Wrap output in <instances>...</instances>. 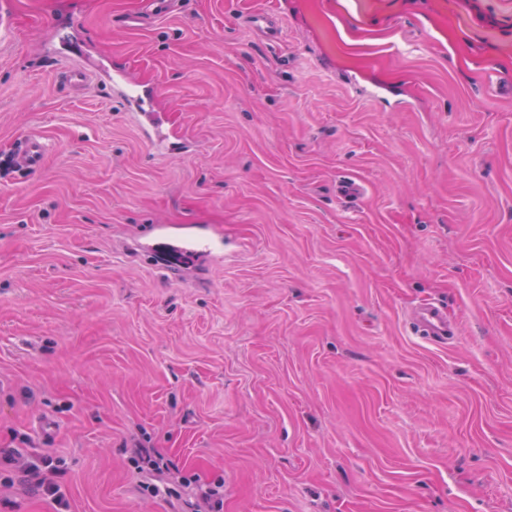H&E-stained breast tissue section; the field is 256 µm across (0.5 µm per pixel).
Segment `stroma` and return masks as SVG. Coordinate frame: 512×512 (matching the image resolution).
Wrapping results in <instances>:
<instances>
[{
  "mask_svg": "<svg viewBox=\"0 0 512 512\" xmlns=\"http://www.w3.org/2000/svg\"><path fill=\"white\" fill-rule=\"evenodd\" d=\"M142 9L0 0V512H55L8 481L44 457L69 512H512V0ZM74 60L158 87L189 151ZM158 224L223 261L134 257ZM428 302L454 340L412 334ZM135 102L140 112L138 116L141 119V131L143 137L152 148L157 150L159 147L168 144L169 130L164 128V122L159 113L153 112L152 102L149 98L137 96ZM49 151V145L39 136L28 134L18 138L12 148L14 165L28 172L41 169ZM155 230L164 233L170 237V239L180 243L184 249L189 251L212 253L217 248L218 243L222 244V240L217 241L206 233L197 231L196 227L191 225L179 228L161 226ZM190 243L196 244L197 246H193Z\"/></svg>",
  "mask_w": 512,
  "mask_h": 512,
  "instance_id": "stroma-1",
  "label": "stroma"
}]
</instances>
